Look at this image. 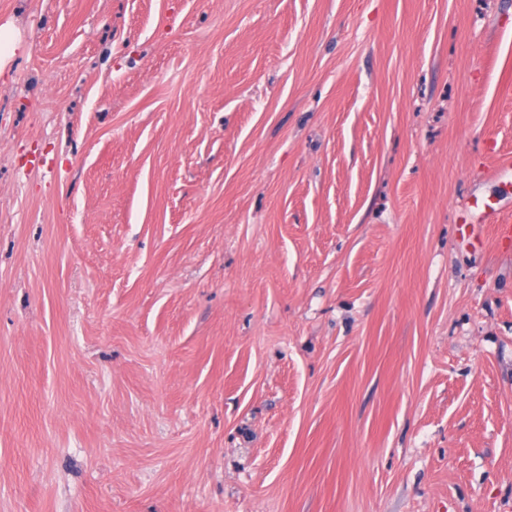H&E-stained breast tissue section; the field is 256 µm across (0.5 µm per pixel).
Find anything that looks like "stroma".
Here are the masks:
<instances>
[{
    "instance_id": "1",
    "label": "stroma",
    "mask_w": 512,
    "mask_h": 512,
    "mask_svg": "<svg viewBox=\"0 0 512 512\" xmlns=\"http://www.w3.org/2000/svg\"><path fill=\"white\" fill-rule=\"evenodd\" d=\"M0 512H512V0H0Z\"/></svg>"
}]
</instances>
